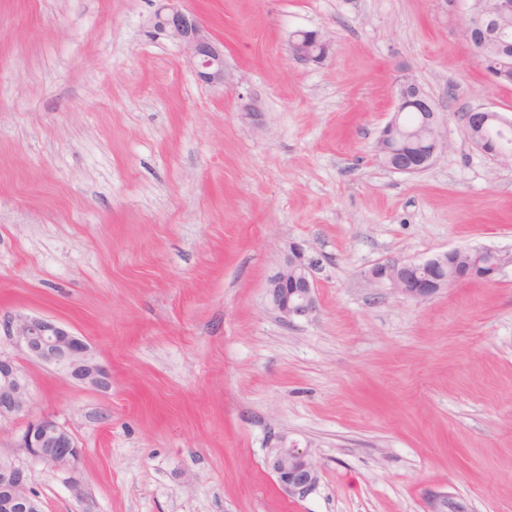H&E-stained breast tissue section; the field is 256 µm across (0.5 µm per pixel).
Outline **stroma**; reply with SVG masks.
Here are the masks:
<instances>
[{
  "label": "stroma",
  "mask_w": 512,
  "mask_h": 512,
  "mask_svg": "<svg viewBox=\"0 0 512 512\" xmlns=\"http://www.w3.org/2000/svg\"><path fill=\"white\" fill-rule=\"evenodd\" d=\"M224 43L202 84L156 0H0V324L55 320L112 387L5 337L30 414L83 449L31 467L42 512H512V266L413 301L366 273L451 249L512 251V162L462 112L512 121L463 33L465 0H185ZM330 45L293 59L294 31ZM432 100L448 147L403 174L374 151L396 83ZM256 114L243 112L245 104ZM301 244L318 310L279 318L267 282ZM288 436L321 468L288 498ZM468 123L465 128L467 133L470 127L479 131L478 138L473 141L483 152L492 156L495 160L508 161L512 159V155L507 151L497 148L491 141L497 145L505 148H511L512 150V124L508 126V129H502L498 126L490 128L487 132V136L484 135L483 131L487 124L493 123L495 125H501L503 118L501 115L492 110L477 108L472 109L466 117ZM267 465L288 497L303 500L312 494L320 480V468L311 453L300 450L296 443L288 444L279 437L270 449Z\"/></svg>",
  "instance_id": "obj_1"
}]
</instances>
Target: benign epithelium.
I'll return each mask as SVG.
<instances>
[{
    "mask_svg": "<svg viewBox=\"0 0 512 512\" xmlns=\"http://www.w3.org/2000/svg\"><path fill=\"white\" fill-rule=\"evenodd\" d=\"M155 27L163 31L182 50L198 79L206 84H224V43L215 39L198 16L186 10L182 0H158ZM489 12L473 9L467 18L466 35L488 20H512V0H492ZM291 56L302 64L321 63L328 55L327 42L315 31L292 34ZM512 65L507 57L482 65L488 79L499 83ZM412 110L419 121L412 131L402 126V115ZM467 127L479 131L475 144L496 160L508 161L512 155L496 147L484 135L486 125L503 123L501 115L477 108L466 117ZM377 153L394 172L416 174L430 167L447 149L432 101L410 74L399 77L395 108L391 120L377 139ZM512 265V252L490 248L467 251L457 249L438 253L424 261L388 260L373 265L368 277L384 283L412 300H424L452 283L491 281L503 268ZM314 261L296 244L281 268L269 279L267 296L281 318L293 321L313 315L318 306ZM33 362L58 368L80 385L98 391L112 387V373L96 357L90 345L57 322L37 316H16L5 325ZM28 384L15 361L0 354V420L29 410ZM27 460L53 469L75 472L82 456L73 434L51 416L30 419L17 444ZM267 465L288 497L303 500L312 494L320 480V468L311 453L301 450L282 436L270 449ZM0 512H41L39 500L30 487L28 466L16 456L0 457Z\"/></svg>",
    "mask_w": 512,
    "mask_h": 512,
    "instance_id": "obj_1",
    "label": "benign epithelium"
}]
</instances>
